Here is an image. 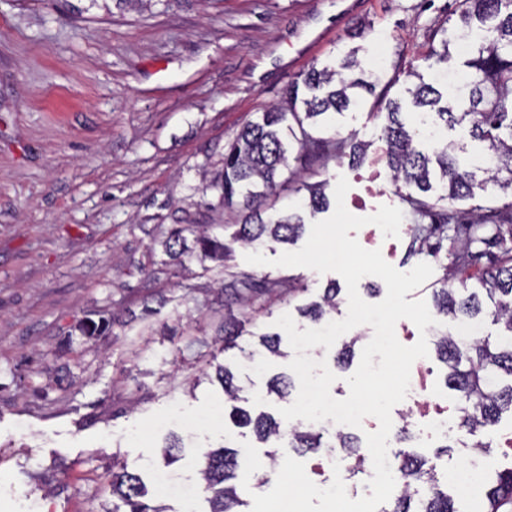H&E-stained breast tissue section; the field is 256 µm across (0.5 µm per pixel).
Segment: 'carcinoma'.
<instances>
[{
	"label": "carcinoma",
	"instance_id": "carcinoma-1",
	"mask_svg": "<svg viewBox=\"0 0 512 512\" xmlns=\"http://www.w3.org/2000/svg\"><path fill=\"white\" fill-rule=\"evenodd\" d=\"M121 6H143L148 0H89L94 7L112 13L111 3ZM465 47V60L456 74L463 82L447 96L433 85L419 79L406 88L415 112L414 121L402 118V106L384 96L376 99L374 112H384L387 123L383 138L387 143L385 161L392 172L398 194L417 217L413 233L418 252L433 251V235L446 238L453 232L456 248L452 265L465 267L485 256L474 250L478 244L493 243L503 248L512 241V200L502 204L493 201L485 207L463 212L452 208L458 201L471 199L475 190L493 186L512 196V0H460L459 24L453 28L438 27L428 44L426 59L434 60L440 69H449L453 51ZM381 77L366 72L357 49H351L338 61L319 67L312 65L300 80L288 86L284 105L267 109L247 122L228 145L218 175L207 189L218 192V203L207 204L215 210H238L241 220L231 235L245 245L262 244L267 240L291 243L303 232L305 220L300 212L267 213L266 202L277 190L291 182L299 168L291 162L303 159L322 165L331 160L350 162L363 160L369 143L355 135L336 139L325 135L333 119L356 103L354 90L372 95ZM457 131L458 139L441 135L446 129ZM474 139L485 144L479 179L469 170L472 163L460 162L457 152L464 150V141ZM330 201L319 187L309 188L304 207L311 213L327 210ZM430 219L433 226L424 225ZM208 224H176L161 242L169 257L177 259L190 254L203 262L224 260V239L209 232ZM480 291L466 296L448 285L433 292L435 314L456 319L475 318L484 312L483 299L493 308L492 321L503 328L502 337L460 340L454 336L436 337V352L448 366V388L460 394L457 407L461 436L472 439L470 448L483 454L487 445L477 439L478 433L498 421L504 412L512 414V265L497 266L480 281ZM278 283L252 278L233 279L225 287L239 297L241 289L252 293H273ZM340 289L331 284L320 300L298 308L300 315L314 324L332 317L338 306ZM112 326V318L80 323L82 335L93 339ZM222 351L238 347L242 322L234 316L224 319ZM358 338L342 341L334 361L346 366L354 354ZM216 374L230 402L241 400L243 387L235 382L231 370L219 365ZM294 381L286 375H275L267 382V394L285 399L291 395ZM232 415L242 426L252 427L256 438L267 443L274 439L284 450L322 447V435L313 428L285 426L274 417L235 407ZM336 447L358 464L368 454L351 434L338 432ZM397 467L399 492L383 512H459L448 491L440 488L437 472L428 461L412 449L399 452ZM238 451L223 447L203 454L200 475L204 492L210 496V512H239L245 506L240 500L236 478ZM112 495L125 512H165L142 501L144 491L140 477L124 470L112 472ZM484 512H512V467L497 474L485 495Z\"/></svg>",
	"mask_w": 512,
	"mask_h": 512
}]
</instances>
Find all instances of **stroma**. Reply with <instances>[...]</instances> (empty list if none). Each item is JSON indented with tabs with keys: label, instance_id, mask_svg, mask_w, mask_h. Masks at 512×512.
<instances>
[{
	"label": "stroma",
	"instance_id": "stroma-1",
	"mask_svg": "<svg viewBox=\"0 0 512 512\" xmlns=\"http://www.w3.org/2000/svg\"><path fill=\"white\" fill-rule=\"evenodd\" d=\"M456 0H152L147 10H90L63 0H0V512H113L112 465L141 474L150 505L166 512H209L200 489L202 455L257 443L236 427L211 370L230 368L251 413L277 415L281 399L266 382L288 372L291 346L261 359L257 337L283 314L319 299L338 273L277 267L298 251L273 241L258 250L268 266L246 262L231 244L223 263H178L160 242L176 224H234L207 210L203 174L247 121L279 103L311 65L345 51L340 38L361 28L360 58L404 96L406 74L431 78L428 36L452 18ZM383 115L362 108L336 116L350 135L385 152ZM306 182L339 178L347 210L369 216L400 207L385 162H329ZM402 272L426 262L412 236L390 242L376 225L353 233ZM450 246L428 260L433 273L408 300L431 301L442 284L475 287L490 260L451 269ZM250 276L281 290L241 308L217 299L220 280ZM249 320L238 348L222 351L229 313ZM116 317L106 336L78 326ZM183 448L167 463L169 435ZM191 483L194 503L157 492L156 472Z\"/></svg>",
	"mask_w": 512,
	"mask_h": 512
}]
</instances>
